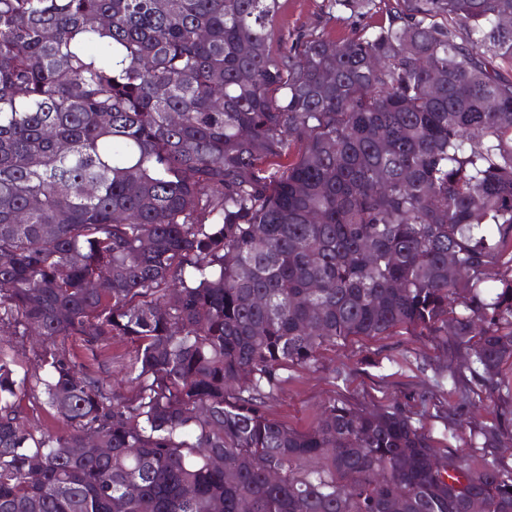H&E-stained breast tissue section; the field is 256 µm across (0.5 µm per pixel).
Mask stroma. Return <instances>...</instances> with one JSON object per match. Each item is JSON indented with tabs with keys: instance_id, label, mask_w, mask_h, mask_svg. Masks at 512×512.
Listing matches in <instances>:
<instances>
[{
	"instance_id": "stroma-1",
	"label": "stroma",
	"mask_w": 512,
	"mask_h": 512,
	"mask_svg": "<svg viewBox=\"0 0 512 512\" xmlns=\"http://www.w3.org/2000/svg\"><path fill=\"white\" fill-rule=\"evenodd\" d=\"M465 359L445 337L411 329L354 337L322 351L314 365L290 370L267 409L275 420L304 432L330 400L367 409L382 404L410 415L439 455L479 457L483 451L473 443L475 433L503 423L512 413V396L481 403L468 399Z\"/></svg>"
}]
</instances>
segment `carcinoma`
<instances>
[{
  "label": "carcinoma",
  "instance_id": "1",
  "mask_svg": "<svg viewBox=\"0 0 512 512\" xmlns=\"http://www.w3.org/2000/svg\"><path fill=\"white\" fill-rule=\"evenodd\" d=\"M280 8L0 0V342L43 347L23 375L0 352V512H512L511 471L437 455L399 410L333 401L306 432L267 411L290 369L403 326L500 392L512 0H324L273 49ZM70 339L129 345L132 389ZM88 437L110 453L73 455Z\"/></svg>",
  "mask_w": 512,
  "mask_h": 512
}]
</instances>
